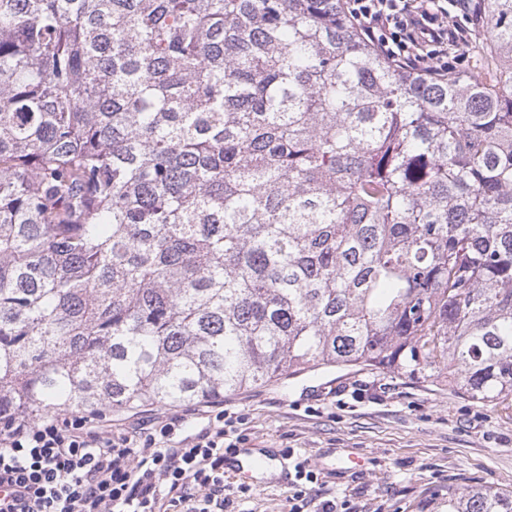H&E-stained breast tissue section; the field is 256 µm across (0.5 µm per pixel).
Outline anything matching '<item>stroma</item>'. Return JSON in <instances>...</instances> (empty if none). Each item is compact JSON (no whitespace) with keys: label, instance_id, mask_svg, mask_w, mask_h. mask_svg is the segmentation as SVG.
I'll use <instances>...</instances> for the list:
<instances>
[{"label":"stroma","instance_id":"1","mask_svg":"<svg viewBox=\"0 0 512 512\" xmlns=\"http://www.w3.org/2000/svg\"><path fill=\"white\" fill-rule=\"evenodd\" d=\"M220 404L244 418L241 447L293 449L315 469L320 499L358 512H421L452 487L512 492V404L339 369L273 380ZM354 456L365 462L355 471Z\"/></svg>","mask_w":512,"mask_h":512}]
</instances>
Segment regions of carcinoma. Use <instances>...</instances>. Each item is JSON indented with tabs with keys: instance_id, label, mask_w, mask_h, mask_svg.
Instances as JSON below:
<instances>
[{
	"instance_id": "obj_1",
	"label": "carcinoma",
	"mask_w": 512,
	"mask_h": 512,
	"mask_svg": "<svg viewBox=\"0 0 512 512\" xmlns=\"http://www.w3.org/2000/svg\"><path fill=\"white\" fill-rule=\"evenodd\" d=\"M468 9L505 88L345 0H0V416L332 367L512 402V0Z\"/></svg>"
}]
</instances>
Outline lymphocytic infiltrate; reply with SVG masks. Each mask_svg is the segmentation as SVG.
Returning a JSON list of instances; mask_svg holds the SVG:
<instances>
[{"label": "lymphocytic infiltrate", "mask_w": 512, "mask_h": 512, "mask_svg": "<svg viewBox=\"0 0 512 512\" xmlns=\"http://www.w3.org/2000/svg\"><path fill=\"white\" fill-rule=\"evenodd\" d=\"M351 20L390 58L431 75L453 72L448 0H346ZM185 413L113 432L106 415L15 418L0 431V512H224V456L236 448V417L216 411L197 434L174 440ZM318 478L296 462L281 512H336L312 502Z\"/></svg>", "instance_id": "obj_1"}]
</instances>
